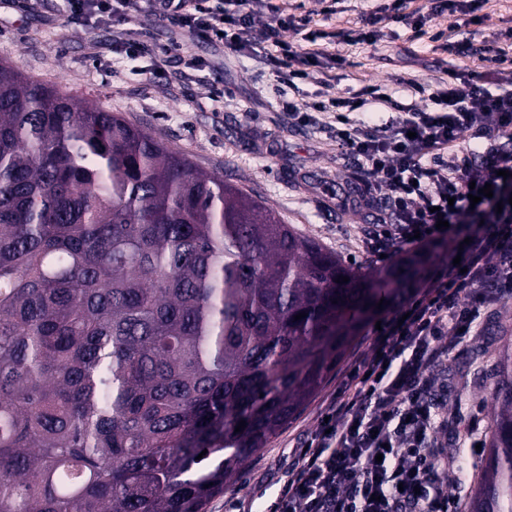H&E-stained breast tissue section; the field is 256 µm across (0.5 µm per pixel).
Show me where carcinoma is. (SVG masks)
Wrapping results in <instances>:
<instances>
[{
	"label": "carcinoma",
	"mask_w": 512,
	"mask_h": 512,
	"mask_svg": "<svg viewBox=\"0 0 512 512\" xmlns=\"http://www.w3.org/2000/svg\"><path fill=\"white\" fill-rule=\"evenodd\" d=\"M417 273L364 276L1 62L0 512H205ZM473 364L495 413L469 512H512V343Z\"/></svg>",
	"instance_id": "obj_1"
}]
</instances>
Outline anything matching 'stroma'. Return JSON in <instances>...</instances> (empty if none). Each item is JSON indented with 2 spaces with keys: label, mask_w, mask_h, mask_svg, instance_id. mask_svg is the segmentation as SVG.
Returning <instances> with one entry per match:
<instances>
[{
  "label": "stroma",
  "mask_w": 512,
  "mask_h": 512,
  "mask_svg": "<svg viewBox=\"0 0 512 512\" xmlns=\"http://www.w3.org/2000/svg\"><path fill=\"white\" fill-rule=\"evenodd\" d=\"M63 8L64 0H43L38 12L23 16L9 0H0V62L34 79L98 97L104 106L123 113L199 167L261 201L323 249L355 262L363 272H381V265L359 250L373 221V208L344 206L352 188L346 162L337 157L323 133L301 128L278 111L272 93L276 78L263 72L258 56L190 40L170 20L152 16L147 21L150 35L145 51L133 59L116 60L107 51L109 30L87 31L71 24ZM357 20V13L350 11L319 19L320 29L334 36L331 56L298 82L293 94L299 102L318 100L319 81L326 73L335 77L338 96L347 98L362 88L379 86L410 104L414 98L406 79L425 82L451 65L484 69L475 58L435 52L427 44L411 41V29L402 23L384 28L378 45L349 44L339 33L354 27ZM469 29L476 47L495 50L512 29V0H489ZM175 40L182 46L179 55L163 62L155 85L145 88L140 77L131 75V68L151 67L156 47ZM190 58L204 63L192 81L182 75ZM215 84L223 86L226 103L211 100ZM506 339H512V297L480 309L472 336L433 371L441 413L452 412L456 397L464 396L465 420L475 425L476 445L467 451V476H460L450 459L448 430H439L435 439L439 477L464 503L485 465L487 453L479 445L494 414L484 391L468 374L469 363L478 352L494 359ZM341 381V373H334L305 411L247 462L238 481L207 503L206 512H265L288 476L289 451L316 431L321 409Z\"/></svg>",
  "instance_id": "1"
}]
</instances>
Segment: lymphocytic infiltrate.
<instances>
[{
    "instance_id": "f902f5d3",
    "label": "lymphocytic infiltrate",
    "mask_w": 512,
    "mask_h": 512,
    "mask_svg": "<svg viewBox=\"0 0 512 512\" xmlns=\"http://www.w3.org/2000/svg\"><path fill=\"white\" fill-rule=\"evenodd\" d=\"M404 13L375 9L343 39L375 45L383 28L411 21L417 38L444 52L477 56L457 40L456 27L431 30L442 12L467 15L473 0H404ZM67 18L87 29L114 30L112 51L128 57L145 48L139 17L169 18L192 39L232 50L271 45L265 56L289 79H305L324 54L320 47L283 40L290 24L287 0H66ZM264 19L256 29V19ZM498 93L481 78L449 69L434 84L409 81L420 104L405 105L379 89L333 96L322 78V101L300 105L280 97L290 119L329 135L338 154L357 167L354 196L376 207L364 243L372 259L405 248L466 237L460 263L432 271L424 293L399 304L374 331L372 356L354 365L326 404L324 423L293 454L288 480L272 512H460V499L435 478L432 453L440 427L430 377L447 361L480 308L512 295V73ZM368 112L387 120L367 124ZM470 133L492 134L480 165H472ZM491 186L492 197L471 203V188ZM448 228H438V220Z\"/></svg>"
}]
</instances>
